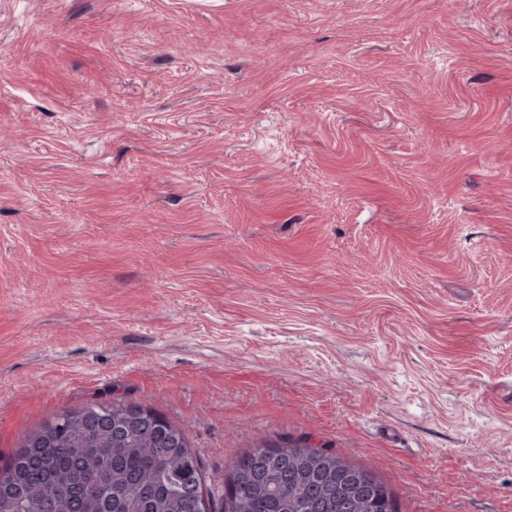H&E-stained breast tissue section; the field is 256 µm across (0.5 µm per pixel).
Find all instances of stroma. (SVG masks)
<instances>
[{"instance_id":"obj_1","label":"stroma","mask_w":512,"mask_h":512,"mask_svg":"<svg viewBox=\"0 0 512 512\" xmlns=\"http://www.w3.org/2000/svg\"><path fill=\"white\" fill-rule=\"evenodd\" d=\"M112 401L512 512V0H0V465Z\"/></svg>"}]
</instances>
